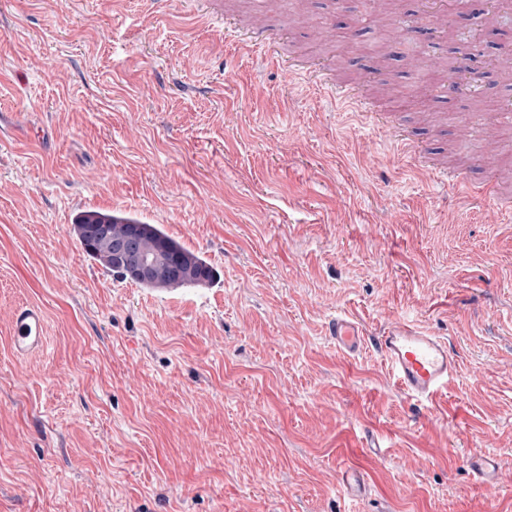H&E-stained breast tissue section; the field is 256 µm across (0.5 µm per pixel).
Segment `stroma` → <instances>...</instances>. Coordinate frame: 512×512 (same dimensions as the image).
<instances>
[{"mask_svg": "<svg viewBox=\"0 0 512 512\" xmlns=\"http://www.w3.org/2000/svg\"><path fill=\"white\" fill-rule=\"evenodd\" d=\"M0 0V512H512V11L448 0ZM277 38L297 74L237 49ZM322 70L329 90L301 77ZM356 89L367 112L338 107ZM85 209L158 224L219 277L159 294L73 235ZM47 345L12 355L10 312ZM370 335L337 351L336 314ZM408 320L458 372L431 402L372 341ZM494 454L496 488L466 464ZM363 474L355 494L343 467ZM10 349L16 357H27L46 344V316L36 304H20L10 313Z\"/></svg>", "mask_w": 512, "mask_h": 512, "instance_id": "1", "label": "stroma"}]
</instances>
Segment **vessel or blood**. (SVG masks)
<instances>
[{"label": "vessel or blood", "instance_id": "vessel-or-blood-1", "mask_svg": "<svg viewBox=\"0 0 512 512\" xmlns=\"http://www.w3.org/2000/svg\"><path fill=\"white\" fill-rule=\"evenodd\" d=\"M10 325L13 355L26 357L44 348L46 316L39 305L16 306L10 313ZM329 334L337 349L345 354H357L363 347V327L351 316H336L329 324ZM376 345L398 389L409 398L434 400L457 373V360L447 342L408 322L389 325L377 337ZM468 464L482 484L496 486L497 463L491 454L472 453Z\"/></svg>", "mask_w": 512, "mask_h": 512}]
</instances>
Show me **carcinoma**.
<instances>
[{"mask_svg":"<svg viewBox=\"0 0 512 512\" xmlns=\"http://www.w3.org/2000/svg\"><path fill=\"white\" fill-rule=\"evenodd\" d=\"M72 231L87 255L112 274L127 279L130 255L152 253L167 244L172 267L145 283L147 288L209 286L216 274L205 259L170 237L158 224L121 214L85 211L74 218Z\"/></svg>","mask_w":512,"mask_h":512,"instance_id":"carcinoma-1","label":"carcinoma"}]
</instances>
